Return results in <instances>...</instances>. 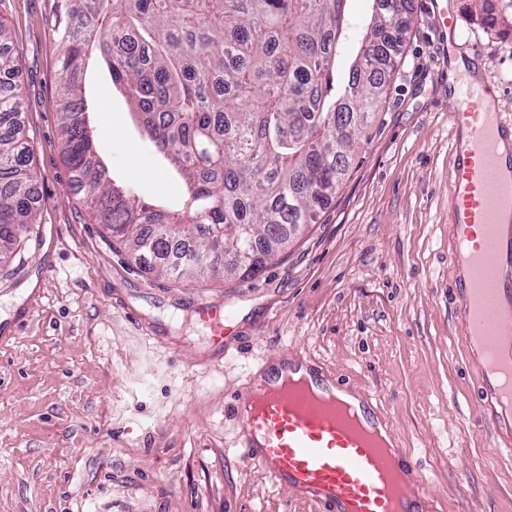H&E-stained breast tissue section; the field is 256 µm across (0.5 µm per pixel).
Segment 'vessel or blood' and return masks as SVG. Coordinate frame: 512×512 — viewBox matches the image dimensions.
<instances>
[{"label": "vessel or blood", "instance_id": "obj_1", "mask_svg": "<svg viewBox=\"0 0 512 512\" xmlns=\"http://www.w3.org/2000/svg\"><path fill=\"white\" fill-rule=\"evenodd\" d=\"M457 141L448 171L450 222L458 261L473 271L463 289L461 315L472 344L499 348L512 335V277L501 260L512 254V178L501 172L499 148L512 143L498 97L487 86L460 82L452 111ZM198 320L214 344L224 342V307L201 302ZM496 381L484 388L479 418L502 422L512 415V361L499 364ZM239 432L251 464L272 481L319 504L322 512H411L420 499L423 474L410 459L396 461L350 408L294 383L278 391L253 386Z\"/></svg>", "mask_w": 512, "mask_h": 512}]
</instances>
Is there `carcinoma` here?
<instances>
[{"mask_svg": "<svg viewBox=\"0 0 512 512\" xmlns=\"http://www.w3.org/2000/svg\"><path fill=\"white\" fill-rule=\"evenodd\" d=\"M66 0L57 75L61 135L91 217L144 268L175 280H246L336 195L360 127L379 111L409 0ZM358 50L337 72L341 48ZM0 20V261L36 223L37 174ZM187 185L181 208L141 201L98 155L79 77L91 61Z\"/></svg>", "mask_w": 512, "mask_h": 512, "instance_id": "1", "label": "carcinoma"}]
</instances>
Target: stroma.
<instances>
[{
  "label": "stroma",
  "instance_id": "stroma-1",
  "mask_svg": "<svg viewBox=\"0 0 512 512\" xmlns=\"http://www.w3.org/2000/svg\"><path fill=\"white\" fill-rule=\"evenodd\" d=\"M456 3L449 35L411 0L384 104L318 222L257 278L189 283L135 265L83 203L58 135V0H0L40 236L0 269V512H319L244 464L228 406L286 358L377 396L441 512H512V437L475 420L448 193V55L479 67L512 121V0H494L493 29ZM83 85L114 179L180 208L106 68ZM203 300L224 303L223 347Z\"/></svg>",
  "mask_w": 512,
  "mask_h": 512
}]
</instances>
